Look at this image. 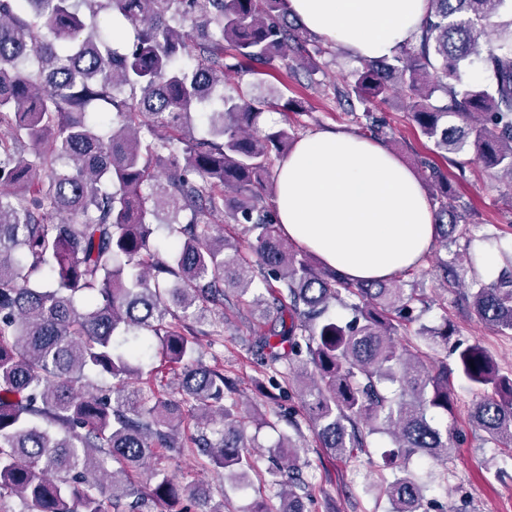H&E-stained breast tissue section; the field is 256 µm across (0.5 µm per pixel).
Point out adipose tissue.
Instances as JSON below:
<instances>
[{
	"label": "adipose tissue",
	"instance_id": "1",
	"mask_svg": "<svg viewBox=\"0 0 512 512\" xmlns=\"http://www.w3.org/2000/svg\"><path fill=\"white\" fill-rule=\"evenodd\" d=\"M311 32L360 58L392 56L420 29L428 0H284ZM281 233L347 281H380L419 265L436 234L415 173L383 143L343 130L297 141L277 166Z\"/></svg>",
	"mask_w": 512,
	"mask_h": 512
}]
</instances>
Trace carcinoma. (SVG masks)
Returning <instances> with one entry per match:
<instances>
[{
	"mask_svg": "<svg viewBox=\"0 0 512 512\" xmlns=\"http://www.w3.org/2000/svg\"><path fill=\"white\" fill-rule=\"evenodd\" d=\"M420 31L390 58L359 60L336 97L360 133L384 135L368 104L401 92L433 152H468L512 180V0H428ZM106 12L125 21L116 45ZM191 24L196 34L185 30ZM326 50L282 0H0V512H227L176 481L168 462L189 450L262 489L248 512H312L300 423L261 470L248 424L282 414L242 406L234 380L199 355L196 324L224 344V301L268 307L261 364L281 365L266 397L294 390L321 447L351 459L388 439L389 512H424L416 456L443 466L458 441L434 422L453 412L456 374L492 390L469 411L494 445L512 443V371L476 345L449 343L448 317L397 347L398 326L424 300L398 280L349 283L292 250L276 230L274 161L294 129L263 130L268 103L229 72L262 76L279 61L308 81ZM478 63L483 78L461 83ZM362 110H357V106ZM207 114L209 134L193 115ZM437 237L466 238L443 282L468 281L485 323L512 333V275L478 274L447 171L424 162ZM249 237L228 248L213 218ZM338 302L351 318H325ZM452 347L448 358L422 348ZM159 364L144 368V359ZM148 473L149 490L133 474Z\"/></svg>",
	"mask_w": 512,
	"mask_h": 512,
	"instance_id": "obj_1",
	"label": "carcinoma"
}]
</instances>
